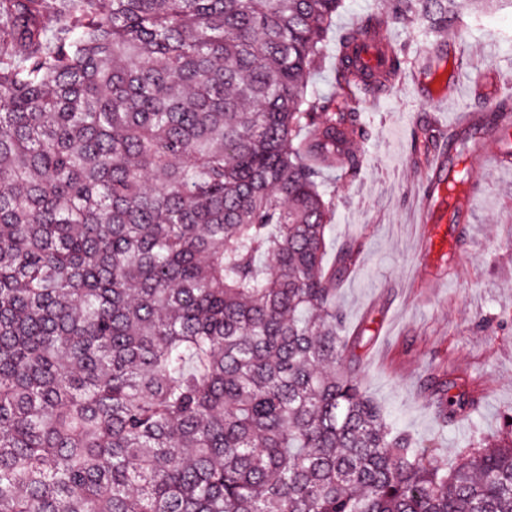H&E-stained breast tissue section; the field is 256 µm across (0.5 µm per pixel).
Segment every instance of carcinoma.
<instances>
[{
  "label": "carcinoma",
  "instance_id": "carcinoma-1",
  "mask_svg": "<svg viewBox=\"0 0 512 512\" xmlns=\"http://www.w3.org/2000/svg\"><path fill=\"white\" fill-rule=\"evenodd\" d=\"M512 0H393L410 29ZM344 0H0V512H512V413L456 461L347 364L325 171L404 46ZM446 418L472 405L436 385ZM390 0H347L344 10L336 18V24L328 34L326 56L321 68L313 78V87L321 95L336 93V55L338 52L337 39L340 33L354 27L360 17L366 13L378 12L386 16V25L392 42H406L409 48L410 58L418 56L425 51L433 49V37L423 28H418L412 42L408 41L409 33L406 25L395 20L389 13Z\"/></svg>",
  "mask_w": 512,
  "mask_h": 512
}]
</instances>
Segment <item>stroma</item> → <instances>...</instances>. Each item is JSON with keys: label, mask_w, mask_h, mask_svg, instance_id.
<instances>
[{"label": "stroma", "mask_w": 512, "mask_h": 512, "mask_svg": "<svg viewBox=\"0 0 512 512\" xmlns=\"http://www.w3.org/2000/svg\"><path fill=\"white\" fill-rule=\"evenodd\" d=\"M388 11V0H346L313 78L319 94L335 93L337 39L364 14H385L392 41L407 43L410 56L432 49L424 29L408 34ZM467 24L464 71L493 69L512 83V9ZM358 110L371 127L359 146L360 174L351 181L333 171L324 176L336 199L327 264L343 246H361L336 304L348 329L372 336L355 362L367 395L397 429L433 442L453 460L477 437L497 434L512 412V171L469 170L480 189L473 223L449 225L447 253L423 256L428 227L414 221L412 210L425 165L411 137L422 127L448 134L455 110L401 82L387 96L360 100ZM448 374L479 392L460 426L443 422L429 391L432 377Z\"/></svg>", "instance_id": "stroma-1"}]
</instances>
